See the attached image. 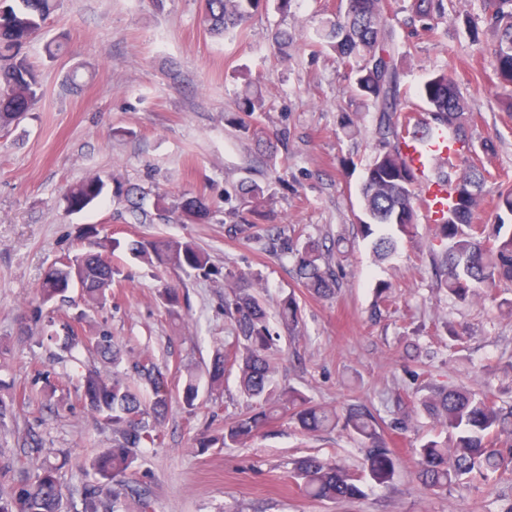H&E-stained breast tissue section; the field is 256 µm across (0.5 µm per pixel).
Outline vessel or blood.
<instances>
[{"instance_id": "obj_1", "label": "vessel or blood", "mask_w": 512, "mask_h": 512, "mask_svg": "<svg viewBox=\"0 0 512 512\" xmlns=\"http://www.w3.org/2000/svg\"><path fill=\"white\" fill-rule=\"evenodd\" d=\"M398 149L416 178V197L421 203L429 223L436 224L452 200L448 186L438 176L437 161H446L448 168H455L460 156L458 145L448 127L429 126L421 133L404 129Z\"/></svg>"}]
</instances>
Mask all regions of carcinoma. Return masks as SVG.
Wrapping results in <instances>:
<instances>
[{
    "label": "carcinoma",
    "mask_w": 512,
    "mask_h": 512,
    "mask_svg": "<svg viewBox=\"0 0 512 512\" xmlns=\"http://www.w3.org/2000/svg\"><path fill=\"white\" fill-rule=\"evenodd\" d=\"M59 0H0V131L7 132L27 116L38 98L39 76L28 63L24 48L42 34L58 9ZM260 0H203L201 23L212 37L224 36L250 21ZM483 14L496 35L495 70L499 80L512 84V0H482ZM407 24L430 31L446 15L444 0H410ZM321 43L336 59L356 73L355 92L377 112L372 132L378 143L360 189L365 220L357 225L368 238L377 227L397 226L413 236L417 223L416 195L412 172L400 155L397 140L404 123L400 121L402 94L394 26L385 14L383 0H346L345 9L323 22ZM271 40L279 54L288 57L296 34L277 29ZM421 95L428 105L430 122L446 124L456 140L468 145L470 114L454 80L446 72L435 73L424 82ZM261 93L246 89L240 111L262 112ZM485 176L474 165L457 168L448 180L453 204L448 218L433 225L428 244L439 287L448 298L460 303L496 299L497 290L512 285V232L474 224L482 197ZM104 183L89 177L71 186L66 195L71 211H82L103 194ZM240 201L250 211L261 214L272 201L262 186L243 183ZM155 208L164 213L179 212L184 223L202 224L209 220L207 204L197 197H181L175 203L165 193L157 195ZM88 248L75 254V263L54 265L45 273L39 298L53 302L77 286L91 310L103 307L112 277V268L102 251L111 241L98 238V231L85 232ZM280 251L295 263L298 283L315 298H328L340 288L333 256L314 239L303 244L286 235L277 236ZM129 251L141 262L168 265L181 270H204L209 256L193 242L176 238L133 240ZM373 249L380 258L396 250L388 235L377 237ZM239 283L224 298V317L233 330L232 341L213 354L207 366V396L217 400L224 393L228 375H235L240 393L249 401L246 409L224 424L220 436L202 435L196 448L205 452L219 442L226 448L242 447L283 417L291 419L304 434L341 429L363 446L362 473L352 472L332 461L306 457L295 464L290 477L308 497L338 500L363 494L362 479L388 483L395 472V452L389 447L377 418L365 407L344 413L312 402L301 390L277 386L275 376L281 347L280 337L271 333L270 318L259 300L253 283L246 276H232ZM162 303L175 312L181 303L179 288L167 285L159 291ZM498 300V299H496ZM497 307L512 315V298H501ZM279 323L288 334L299 328L301 310L292 295L278 306ZM87 313L75 315L63 325L64 335L53 336L60 348L71 353L82 344L77 330L84 329ZM97 354L112 363V374L88 371L79 391L85 407L112 428V446L91 458L93 483L85 489L82 512H111L113 505L104 498L122 488L137 467L138 449L160 446L171 405V389L166 370L152 355L142 352L133 362L134 375L119 369L124 351L108 333L90 336ZM416 398L413 406L446 430L442 439H431L414 449L417 457L415 479L425 489L443 494L464 483L486 481L496 474L512 471V406L499 405L493 398L456 384H432ZM200 398L196 376L186 377L181 401L193 410ZM0 512H64L63 488L58 468L47 461L38 464L28 477L5 497L0 495Z\"/></svg>",
    "instance_id": "1"
}]
</instances>
